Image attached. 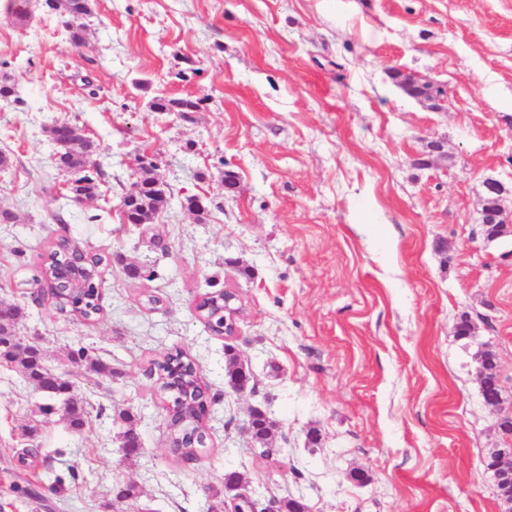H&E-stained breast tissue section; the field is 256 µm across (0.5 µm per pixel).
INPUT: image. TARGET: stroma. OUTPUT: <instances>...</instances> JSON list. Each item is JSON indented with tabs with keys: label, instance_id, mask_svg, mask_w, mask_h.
Here are the masks:
<instances>
[{
	"label": "stroma",
	"instance_id": "1",
	"mask_svg": "<svg viewBox=\"0 0 512 512\" xmlns=\"http://www.w3.org/2000/svg\"><path fill=\"white\" fill-rule=\"evenodd\" d=\"M16 3L0 0V80L14 86L0 99V208L14 214L0 223V300L25 308L20 334L94 412L78 432L43 416L42 393L0 365V512H196L234 470L263 505L497 512L482 461L505 445L500 415L455 325H477L512 405V235L487 240L480 222L486 178L512 206V0H93L80 47L42 0L22 24ZM395 70L442 87V108L407 95ZM156 97L203 104L156 112ZM62 120L99 145L101 194L81 205L46 133ZM435 141L447 168L428 163ZM146 153L170 206L126 226L120 201ZM193 195L204 219L184 207ZM63 236L113 256L95 322L36 296L40 256ZM129 263L156 279L129 278ZM224 288L245 307L229 342L195 312ZM228 343L253 374L242 394L224 377ZM79 346L116 377L70 362ZM175 349L216 397L191 462L145 374ZM254 407L277 422L272 455L245 429ZM122 410L146 450L134 461L118 448ZM129 483L137 497L115 503Z\"/></svg>",
	"mask_w": 512,
	"mask_h": 512
}]
</instances>
